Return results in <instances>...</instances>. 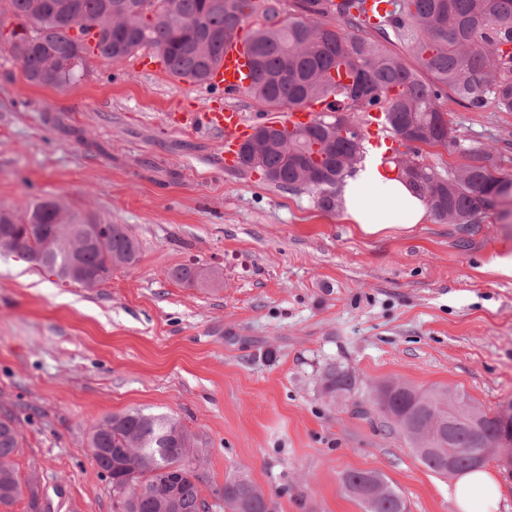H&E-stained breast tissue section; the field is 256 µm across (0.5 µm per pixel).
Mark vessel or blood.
I'll use <instances>...</instances> for the list:
<instances>
[{
  "label": "vessel or blood",
  "instance_id": "1",
  "mask_svg": "<svg viewBox=\"0 0 512 512\" xmlns=\"http://www.w3.org/2000/svg\"><path fill=\"white\" fill-rule=\"evenodd\" d=\"M249 28H242L238 36L224 46V55L212 68L207 84L221 89L234 97L248 99L254 87V73L248 55ZM326 107L325 102L311 103L304 108H293L283 112L280 123L289 128L309 123ZM205 123L215 133L224 137L225 166L232 167L237 163V146L252 132L243 112L235 106H225L204 113ZM364 133L370 143H391L392 138L381 113H373L366 117Z\"/></svg>",
  "mask_w": 512,
  "mask_h": 512
}]
</instances>
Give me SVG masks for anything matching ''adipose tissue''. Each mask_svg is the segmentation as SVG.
Instances as JSON below:
<instances>
[{"instance_id": "ef3b65f1", "label": "adipose tissue", "mask_w": 512, "mask_h": 512, "mask_svg": "<svg viewBox=\"0 0 512 512\" xmlns=\"http://www.w3.org/2000/svg\"><path fill=\"white\" fill-rule=\"evenodd\" d=\"M345 221L365 236L410 231L423 223L426 201L381 163L380 150H371L364 163L347 176L341 191ZM456 512H500L501 483L488 468L458 476L448 489Z\"/></svg>"}]
</instances>
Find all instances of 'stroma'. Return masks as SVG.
<instances>
[{"label": "stroma", "instance_id": "1", "mask_svg": "<svg viewBox=\"0 0 512 512\" xmlns=\"http://www.w3.org/2000/svg\"><path fill=\"white\" fill-rule=\"evenodd\" d=\"M224 97L130 60L36 87L0 50V206L59 197L126 225L140 248L93 289L0 256V414L20 420V479L37 477L44 512H119L89 437L141 409L187 428L208 512H224L230 475L270 512H362L341 490L353 470L384 474L409 512H454L449 478L378 415L323 398L319 375L336 362L366 388L444 385L488 410L511 403L512 278L490 263L512 250V204L478 224L362 236L311 196L219 164L223 140L192 118ZM441 107L460 141L424 162L445 174L488 147L512 179V112ZM181 264L207 283L172 280Z\"/></svg>", "mask_w": 512, "mask_h": 512}]
</instances>
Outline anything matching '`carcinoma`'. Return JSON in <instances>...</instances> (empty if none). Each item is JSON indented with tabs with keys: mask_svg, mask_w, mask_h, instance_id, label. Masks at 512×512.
<instances>
[{
	"mask_svg": "<svg viewBox=\"0 0 512 512\" xmlns=\"http://www.w3.org/2000/svg\"><path fill=\"white\" fill-rule=\"evenodd\" d=\"M0 0V16L22 22L14 39L26 80L65 88L87 72L89 54L79 39L96 31V56L120 63L135 52L160 54L166 72L202 82L221 59L226 41L239 26L252 23L249 41L256 87L252 99L262 112L298 108L314 99L334 114L336 161L316 168L297 158L304 139L288 142L271 134L259 170L275 186L312 196L324 213L335 211L344 179L360 162L365 138L357 115L381 112L398 147L389 162L396 177L412 184L440 222L477 224L500 199L512 197V179L499 175V160L487 148L469 154L459 172L444 177L423 163L422 149L457 143L448 137L440 100L454 98L471 109L492 102L512 112V0H394L397 17L370 26L365 0ZM83 52L82 68L68 72L59 60ZM30 222L17 226L14 209L0 206V254H16L66 282L72 278L97 288L106 283L108 264L129 265L139 253L126 225L114 224L104 237L90 238L76 211L36 202ZM180 283H199L202 270L180 265L170 271ZM321 393L334 403L350 398L361 414L372 409L393 433L404 437L416 459L440 473L438 460L421 450L420 439L404 420L424 404L429 416L448 418L465 390L433 386L422 390L391 381L363 391L357 377L336 363L320 377ZM471 433L465 422L445 452L458 456L462 470ZM20 448L18 419L0 417V507L27 498L28 512H42L36 478L20 480L12 463ZM92 458L110 468L121 512H200L205 504L195 471L194 449L182 423L169 415L131 409L98 422L90 435ZM343 493L363 512H407L402 493L375 471H352L341 480ZM226 512H269L265 495L253 482L229 476L224 481Z\"/></svg>",
	"mask_w": 512,
	"mask_h": 512,
	"instance_id": "carcinoma-1",
	"label": "carcinoma"
}]
</instances>
